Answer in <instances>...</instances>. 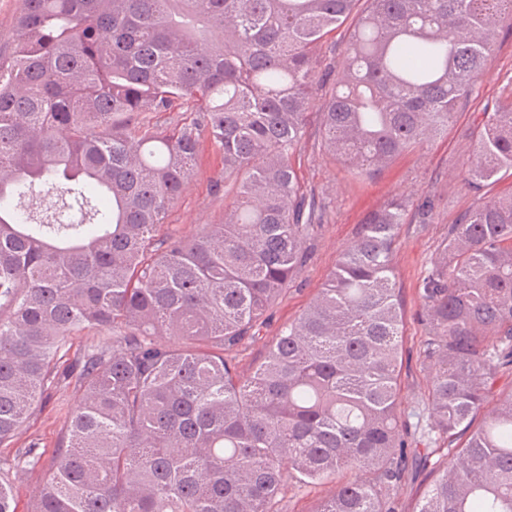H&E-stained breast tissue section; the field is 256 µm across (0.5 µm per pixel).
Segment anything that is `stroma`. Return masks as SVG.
<instances>
[{
    "label": "stroma",
    "instance_id": "35a3bbf8",
    "mask_svg": "<svg viewBox=\"0 0 512 512\" xmlns=\"http://www.w3.org/2000/svg\"><path fill=\"white\" fill-rule=\"evenodd\" d=\"M511 89L512 30L504 29L497 35L491 60L479 80L478 96L457 113L447 134L419 150L395 157L372 178L352 174L327 150L319 130L322 104L314 102L295 167L303 188L318 194L325 209V221L309 243L310 258L306 266L276 300L265 322L257 327L256 339L239 347L236 361L241 370H249L280 327L294 321L309 305L334 268L339 252L355 240L368 217L392 198L401 197L406 199L409 212L406 224L400 228L396 253L397 286L407 311L400 409L406 415L426 405L434 366L418 357L423 334L417 319L418 289L449 224L476 201L463 180L475 135L487 112L493 111L497 97ZM223 218L224 157L206 143L200 148L196 172L168 222L177 234L190 236L204 225L220 223ZM78 398L74 386L61 382L43 395L12 447H0V464L11 462L19 449L33 441L38 442L42 454L39 465L9 473L15 512H30Z\"/></svg>",
    "mask_w": 512,
    "mask_h": 512
}]
</instances>
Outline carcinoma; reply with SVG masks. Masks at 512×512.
<instances>
[{"mask_svg": "<svg viewBox=\"0 0 512 512\" xmlns=\"http://www.w3.org/2000/svg\"><path fill=\"white\" fill-rule=\"evenodd\" d=\"M345 24L337 68L318 50ZM502 28L512 0H23L0 48L1 448L73 338L112 333L83 352L31 512H282L286 470L334 484L314 512H398L410 463L429 477L412 512H512V196L490 194L512 178V92L419 288L422 438L452 467L409 446L399 411L405 201L361 225L249 372L232 356L322 222L293 158L326 77L325 146L371 177L448 133ZM171 113V131L152 122ZM205 142L224 154V220L185 239L168 213ZM49 182L56 203L14 205Z\"/></svg>", "mask_w": 512, "mask_h": 512, "instance_id": "1", "label": "carcinoma"}]
</instances>
